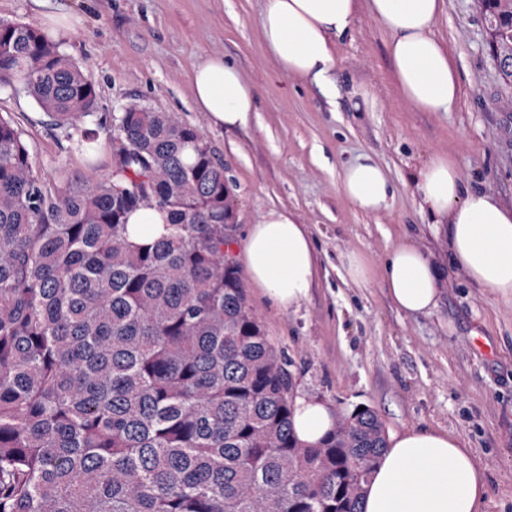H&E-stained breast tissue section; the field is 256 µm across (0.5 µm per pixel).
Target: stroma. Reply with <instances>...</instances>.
I'll return each mask as SVG.
<instances>
[{"label": "stroma", "instance_id": "1", "mask_svg": "<svg viewBox=\"0 0 512 512\" xmlns=\"http://www.w3.org/2000/svg\"><path fill=\"white\" fill-rule=\"evenodd\" d=\"M263 0H0V20L41 26L48 13L78 19L55 39L94 81L98 112L111 116L136 99L180 114L224 163L234 204L235 242L248 225L283 207L307 225L320 256L318 279L298 310L275 307L248 288L267 335L291 361L298 396L330 402L337 414L373 409L386 432L438 430L470 448L488 479L485 512H512V303L473 287L448 255V227L419 212L411 175L429 156L453 159L465 187L512 207V86L489 45L479 0H445L436 31L448 46L462 92L452 111L419 112L401 95L388 36L359 10L338 41L330 86L280 73L258 24ZM236 64L259 107L233 133L212 127L189 84L203 56ZM362 95H355V88ZM0 115L21 131L48 187L110 171L112 128L100 131L101 156L89 164L75 132L51 124L23 91L0 88ZM385 166L395 185L376 215L356 210L338 184L341 166L361 156ZM413 242L443 267L437 307L400 312L382 283V264ZM371 265L368 285H353L344 258Z\"/></svg>", "mask_w": 512, "mask_h": 512}]
</instances>
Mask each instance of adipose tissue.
<instances>
[{"mask_svg":"<svg viewBox=\"0 0 512 512\" xmlns=\"http://www.w3.org/2000/svg\"><path fill=\"white\" fill-rule=\"evenodd\" d=\"M445 0H264L260 39L280 71L297 80H324L335 67L333 43L349 34L359 10L388 33V56L401 94L419 112H447L461 92L459 74L435 25ZM197 107L213 126L244 128L257 109L253 85L221 56L198 62L190 74ZM343 196L355 209L375 214L388 207L394 186L372 158L344 165ZM413 192L422 214L448 227V252L469 281L512 302V208L494 196L461 186L454 162L432 156L415 169ZM238 257L250 282L284 310L309 298L318 261L306 225L272 208L249 225ZM387 294L407 314L436 308L441 273L413 243L387 256L382 273ZM337 421L325 401L300 398L294 428L307 445L322 442ZM487 482L483 469L455 436L408 429L390 434L366 487L364 512H483Z\"/></svg>","mask_w":512,"mask_h":512,"instance_id":"1","label":"adipose tissue"}]
</instances>
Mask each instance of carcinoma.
Here are the masks:
<instances>
[{
    "instance_id": "carcinoma-1",
    "label": "carcinoma",
    "mask_w": 512,
    "mask_h": 512,
    "mask_svg": "<svg viewBox=\"0 0 512 512\" xmlns=\"http://www.w3.org/2000/svg\"><path fill=\"white\" fill-rule=\"evenodd\" d=\"M512 84V0H481ZM0 86L99 151L98 96L59 44L0 20ZM168 235L130 239L129 215ZM224 165L140 101L112 113L108 175L47 187L0 116V512H362L378 414L317 446L233 261ZM167 216L155 210L137 211L129 218L128 224L131 228V238L135 242H140L146 235L153 238L160 237L165 233L164 224H167ZM139 224H151L148 230L141 231Z\"/></svg>"
}]
</instances>
